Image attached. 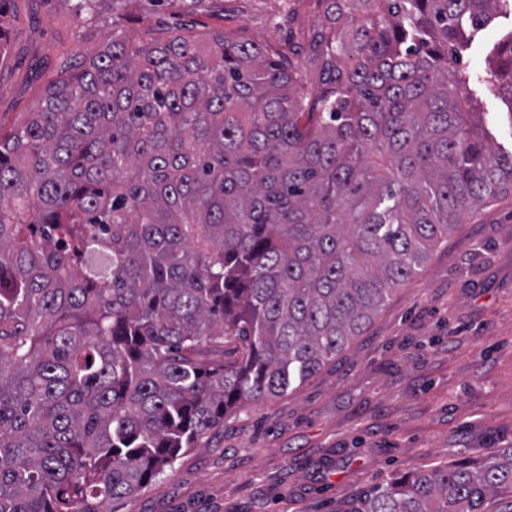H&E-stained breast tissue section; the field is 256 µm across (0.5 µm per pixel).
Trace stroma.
<instances>
[{
    "mask_svg": "<svg viewBox=\"0 0 512 512\" xmlns=\"http://www.w3.org/2000/svg\"><path fill=\"white\" fill-rule=\"evenodd\" d=\"M316 0H12L0 55V129L36 111L67 60L96 54L113 22H183L284 48ZM501 17L463 58L486 73ZM512 446V192L438 245L385 309L299 388L226 415L114 512H343L393 475Z\"/></svg>",
    "mask_w": 512,
    "mask_h": 512,
    "instance_id": "35a3bbf8",
    "label": "stroma"
}]
</instances>
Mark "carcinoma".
<instances>
[{
	"mask_svg": "<svg viewBox=\"0 0 512 512\" xmlns=\"http://www.w3.org/2000/svg\"><path fill=\"white\" fill-rule=\"evenodd\" d=\"M316 2L325 21L286 50L120 25L0 132V512H108L144 490L228 412L317 373L512 187L458 67L463 24L512 0ZM487 74L512 105V31ZM496 496L512 447L343 512Z\"/></svg>",
	"mask_w": 512,
	"mask_h": 512,
	"instance_id": "carcinoma-1",
	"label": "carcinoma"
}]
</instances>
